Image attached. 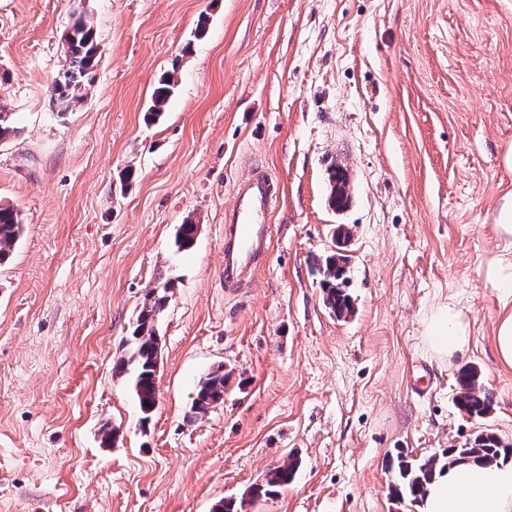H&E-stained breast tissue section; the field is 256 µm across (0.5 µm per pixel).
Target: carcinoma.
<instances>
[{"instance_id":"obj_1","label":"carcinoma","mask_w":512,"mask_h":512,"mask_svg":"<svg viewBox=\"0 0 512 512\" xmlns=\"http://www.w3.org/2000/svg\"><path fill=\"white\" fill-rule=\"evenodd\" d=\"M66 57L62 66L63 75L51 86L52 101L57 113L63 115L84 99L85 80L98 64V43L93 25L86 16L75 19L65 36ZM177 70L161 76L153 89L152 106L147 118L154 120L162 115L164 107L177 86ZM332 201L342 206L345 203L344 187L347 183L343 168L333 166L331 172ZM198 225H180L175 246L181 251L190 249L195 241ZM24 232L20 212L10 205H0V264L10 257ZM348 257L331 253L326 258L322 290L324 303L336 317L342 318L353 313V306L342 284L347 273ZM172 285L163 284L159 290H151L139 312L131 336L126 338L125 355L119 368L130 371L133 390L142 414L141 421L150 420L158 400L154 374L162 359V345L156 330V323L169 298ZM228 374L219 365L207 373L198 383L186 418L195 421L201 418L216 403L224 399V387ZM457 382L459 391L455 406L470 418H482L492 411L493 400L481 390L479 371L469 366L459 371ZM512 459V445L492 432L480 431L465 448H446L429 456L408 460L400 457L397 462L398 478L392 492L402 501L418 502L424 497L427 486L449 465L462 461H479L496 466ZM300 467V459L288 457V461L270 471L261 484L254 486L251 496L255 499L274 495L278 489L288 486Z\"/></svg>"}]
</instances>
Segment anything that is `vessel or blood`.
<instances>
[{
  "label": "vessel or blood",
  "instance_id": "1",
  "mask_svg": "<svg viewBox=\"0 0 512 512\" xmlns=\"http://www.w3.org/2000/svg\"><path fill=\"white\" fill-rule=\"evenodd\" d=\"M279 186L264 168L253 167L236 183L234 205L224 216V285L239 288L250 283L259 260L273 241L271 213Z\"/></svg>",
  "mask_w": 512,
  "mask_h": 512
}]
</instances>
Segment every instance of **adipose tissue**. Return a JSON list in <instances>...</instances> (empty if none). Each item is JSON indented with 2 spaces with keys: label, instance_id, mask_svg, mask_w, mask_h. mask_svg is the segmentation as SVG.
Returning <instances> with one entry per match:
<instances>
[{
  "label": "adipose tissue",
  "instance_id": "1",
  "mask_svg": "<svg viewBox=\"0 0 512 512\" xmlns=\"http://www.w3.org/2000/svg\"><path fill=\"white\" fill-rule=\"evenodd\" d=\"M494 226L504 252L487 264L484 277L505 291L494 346L501 364L512 368V194L498 204ZM423 336L427 348L446 360L467 348L469 323L456 304H443L425 318ZM420 512H512V463L485 467L471 461L451 466L429 485Z\"/></svg>",
  "mask_w": 512,
  "mask_h": 512
}]
</instances>
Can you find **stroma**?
Returning a JSON list of instances; mask_svg holds the SVG:
<instances>
[{"label": "stroma", "instance_id": "35a3bbf8", "mask_svg": "<svg viewBox=\"0 0 512 512\" xmlns=\"http://www.w3.org/2000/svg\"><path fill=\"white\" fill-rule=\"evenodd\" d=\"M100 60L58 115L51 85L78 13ZM203 39L193 36L199 16ZM178 86L146 114L160 76ZM0 203L24 233L0 265V512H419L396 500V458L493 431L512 444V368L493 344L512 193V0H0ZM348 170L329 204L328 167ZM281 186L252 283L224 289V214L249 166ZM197 224L177 251L181 224ZM350 225L354 312L323 304L333 229ZM157 322L158 405L142 421L117 373L145 295ZM471 341L423 342L436 306ZM230 377L191 422L199 380ZM493 399L458 412L459 371ZM113 438L102 443V427ZM294 481L252 501L289 456ZM494 226L505 246L504 253L487 264L484 277L494 288H512V194H506L498 204ZM423 336L433 354L449 360L468 347L469 322L456 304L439 305L425 318Z\"/></svg>", "mask_w": 512, "mask_h": 512}]
</instances>
